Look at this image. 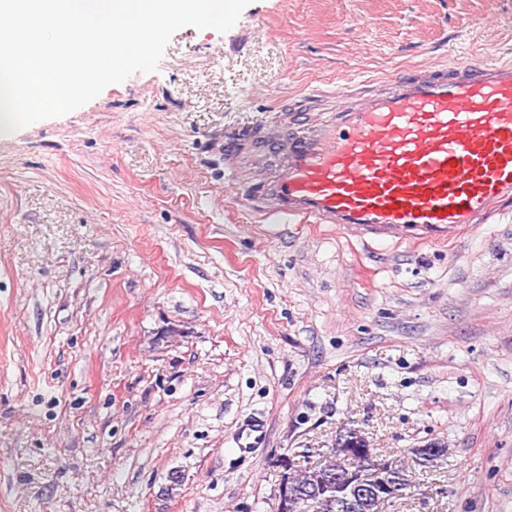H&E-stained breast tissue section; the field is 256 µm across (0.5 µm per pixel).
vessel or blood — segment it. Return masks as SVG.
I'll use <instances>...</instances> for the list:
<instances>
[{"mask_svg": "<svg viewBox=\"0 0 512 512\" xmlns=\"http://www.w3.org/2000/svg\"><path fill=\"white\" fill-rule=\"evenodd\" d=\"M224 168L268 224H336L367 247L455 240L512 204V57L313 91Z\"/></svg>", "mask_w": 512, "mask_h": 512, "instance_id": "obj_1", "label": "vessel or blood"}]
</instances>
